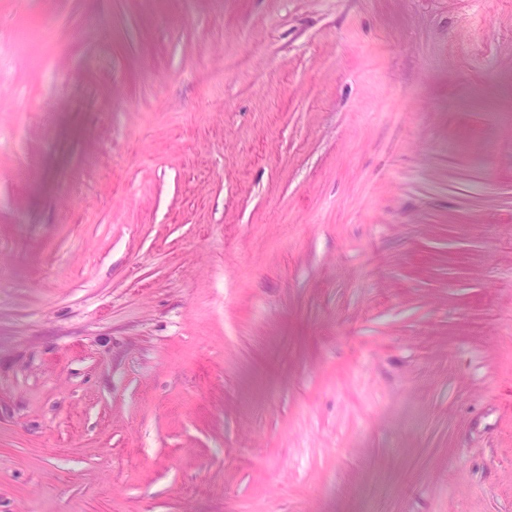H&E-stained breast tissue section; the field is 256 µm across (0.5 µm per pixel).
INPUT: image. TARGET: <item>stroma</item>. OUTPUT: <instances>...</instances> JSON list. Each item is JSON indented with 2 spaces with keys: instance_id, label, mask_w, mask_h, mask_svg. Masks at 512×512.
I'll return each instance as SVG.
<instances>
[{
  "instance_id": "35a3bbf8",
  "label": "stroma",
  "mask_w": 512,
  "mask_h": 512,
  "mask_svg": "<svg viewBox=\"0 0 512 512\" xmlns=\"http://www.w3.org/2000/svg\"><path fill=\"white\" fill-rule=\"evenodd\" d=\"M0 512H512V0H0Z\"/></svg>"
}]
</instances>
